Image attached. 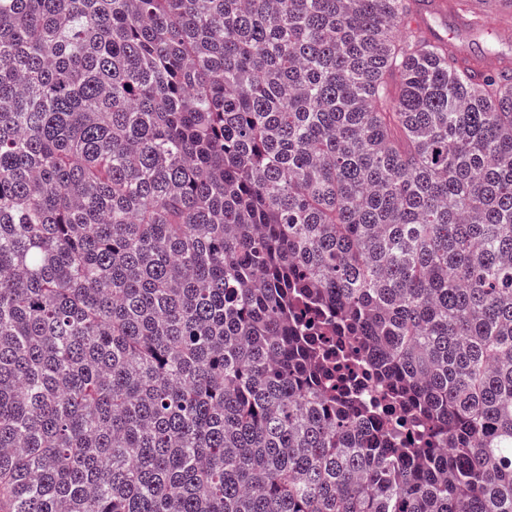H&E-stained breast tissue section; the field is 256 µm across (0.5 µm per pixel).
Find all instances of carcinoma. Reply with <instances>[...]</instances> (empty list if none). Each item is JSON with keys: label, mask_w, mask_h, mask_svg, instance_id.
Listing matches in <instances>:
<instances>
[{"label": "carcinoma", "mask_w": 512, "mask_h": 512, "mask_svg": "<svg viewBox=\"0 0 512 512\" xmlns=\"http://www.w3.org/2000/svg\"><path fill=\"white\" fill-rule=\"evenodd\" d=\"M416 2L0 0V512H512V66ZM446 2L443 0H425L417 4V10L412 15L413 24H418L423 30L428 31L429 16L444 14ZM354 391L360 399L379 408L378 425L390 427L398 422V410L387 403L379 383L370 379L361 380Z\"/></svg>", "instance_id": "carcinoma-1"}]
</instances>
